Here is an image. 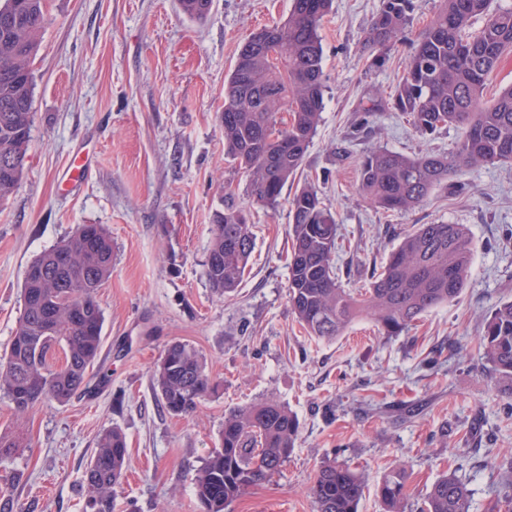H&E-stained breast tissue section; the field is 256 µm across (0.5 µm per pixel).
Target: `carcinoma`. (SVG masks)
I'll list each match as a JSON object with an SVG mask.
<instances>
[{"instance_id":"obj_1","label":"carcinoma","mask_w":512,"mask_h":512,"mask_svg":"<svg viewBox=\"0 0 512 512\" xmlns=\"http://www.w3.org/2000/svg\"><path fill=\"white\" fill-rule=\"evenodd\" d=\"M46 0H0V200L22 177L32 123L31 59L44 21ZM333 0H291L288 19L252 33L242 46L224 92V150L248 178L249 195L276 208L288 181L301 169L321 120L326 76L319 29ZM182 11L202 19L211 0H180ZM413 0H382L365 34L375 63L384 50L408 36ZM483 26L469 33L474 19ZM390 109L422 134L454 125L462 130L448 153L407 156L386 148L359 162L360 193L386 211L424 205L433 190L461 170L512 163V86L489 105L486 80L512 52V8L492 0H442V7L412 39ZM290 119L278 126L277 115ZM289 305L304 333L331 339L368 314L386 336H398L429 310L450 303L468 277L472 248L461 224H421L404 236L382 272L367 288H346L335 263L339 225L317 189L308 184L289 198ZM206 263L210 287L220 296L241 284L254 237L248 213L232 184L224 186V210L216 213ZM112 274V239L100 224H83L65 242L44 252L24 270L23 312L10 347L0 356V390L18 414L36 403L69 401L87 388L103 343L98 289ZM479 346L490 378L512 382V299L498 302L485 318ZM59 366L50 363L57 349ZM153 385L173 415L193 413L217 387L192 346L175 342L161 357ZM297 416L287 406L261 402L224 416L220 446L193 478L203 512H226L237 499L279 471L295 448ZM22 447L0 432V461ZM127 442L118 427L106 430L85 469L89 512H115ZM486 467L502 474L501 499L512 503V463L491 456ZM401 466L378 485L384 512H408ZM365 472L328 458L318 466L310 495L315 512H359ZM471 493L454 474L436 480L416 512H470Z\"/></svg>"}]
</instances>
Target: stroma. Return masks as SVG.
Masks as SVG:
<instances>
[{"mask_svg": "<svg viewBox=\"0 0 512 512\" xmlns=\"http://www.w3.org/2000/svg\"><path fill=\"white\" fill-rule=\"evenodd\" d=\"M382 0H334L320 27L324 108L296 186L315 185L341 227L343 282L359 288L381 272L422 224H462L472 263L460 296L398 336L365 316L330 340L306 336L288 304L287 204L252 201L224 153L220 114L237 53L252 33L287 19L290 0H213L203 20L179 0H47L31 60L33 122L21 184L0 201V354L23 312L26 266L82 224L112 238V274L98 292L103 348L89 387L67 403L16 415L0 393V431L26 443L0 461V488L19 512H86L82 482L104 430L126 435L129 470L115 512H200L192 478L218 446L229 410L260 401L298 417L296 448L269 482L230 512H314L310 486L330 455L363 469L359 512H383L377 485L404 464L420 500L470 451L460 478L470 512H508L482 466L486 451L512 456V386L491 380L478 348L482 321L512 298V165L464 169L407 212L374 207L358 191V159L384 147L408 156L452 150L450 126L421 137L386 105L410 47L373 65L364 34ZM351 139V157L334 148ZM83 180L61 188L71 158ZM232 185L255 241L245 277L217 296L205 275L213 218ZM197 349L217 392L192 416L164 410L152 386L165 349Z\"/></svg>", "mask_w": 512, "mask_h": 512, "instance_id": "obj_1", "label": "stroma"}]
</instances>
